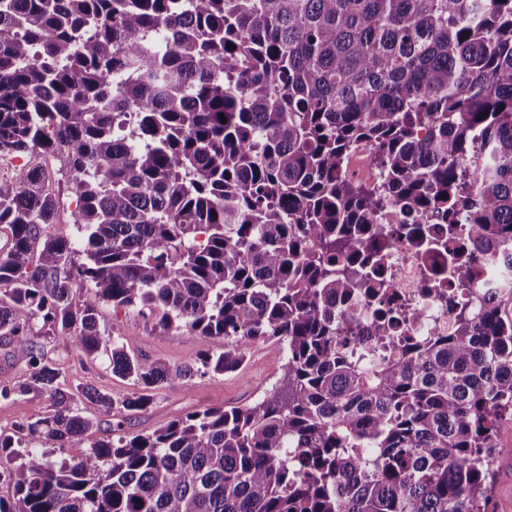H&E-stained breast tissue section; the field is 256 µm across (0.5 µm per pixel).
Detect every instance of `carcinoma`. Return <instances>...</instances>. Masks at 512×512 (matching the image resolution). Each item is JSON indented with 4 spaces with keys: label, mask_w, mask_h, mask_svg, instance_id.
<instances>
[{
    "label": "carcinoma",
    "mask_w": 512,
    "mask_h": 512,
    "mask_svg": "<svg viewBox=\"0 0 512 512\" xmlns=\"http://www.w3.org/2000/svg\"><path fill=\"white\" fill-rule=\"evenodd\" d=\"M363 145L377 176L356 182ZM37 152L55 174L0 182V345L32 368L0 399L53 413L0 431L22 458L0 512H490L512 317L461 309L375 354L336 296L388 295L386 224L436 254L471 225L462 285L512 257V0H0V157ZM63 193L74 238L51 230ZM104 303L198 337V364L129 354ZM47 335L142 390H66ZM260 339L288 347L263 399L125 432L147 389ZM84 400L116 419L87 446Z\"/></svg>",
    "instance_id": "cac0c4a2"
}]
</instances>
